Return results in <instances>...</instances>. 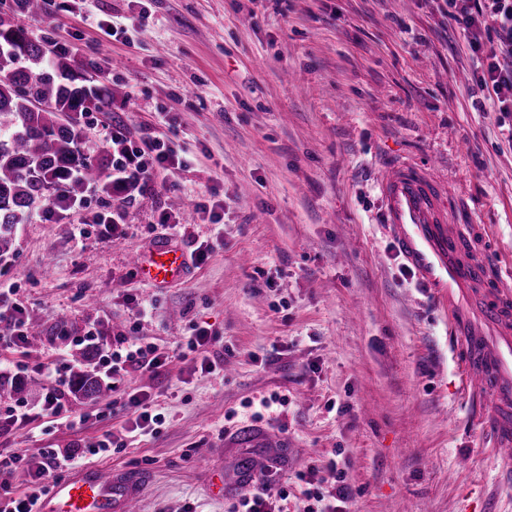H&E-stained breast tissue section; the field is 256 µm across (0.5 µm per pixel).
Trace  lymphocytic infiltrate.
<instances>
[{"mask_svg": "<svg viewBox=\"0 0 512 512\" xmlns=\"http://www.w3.org/2000/svg\"><path fill=\"white\" fill-rule=\"evenodd\" d=\"M449 18L466 33L473 53L484 56L485 64L478 77V85L486 91L492 106L501 112H512V0H448ZM498 21V44L489 48L481 41L479 31L486 17ZM112 153V174L109 178L113 196L152 188L157 170L180 168L182 161L176 149L165 141L146 137L140 142L130 140L122 126H115L108 142ZM216 336L206 327L195 326L185 341L191 352V371L216 374L223 359L215 351ZM172 360L170 354L160 353L154 347L136 343L119 345L102 355L99 363L105 376L117 378L132 372H158ZM69 392L58 387H47L38 412L20 405L11 414L12 426L22 429L35 414L55 418L57 424L74 428L67 408ZM114 443L112 435H105L88 443L77 438L61 448H43L38 463L29 457L0 449V512H34L42 498L60 482L64 474L86 455L108 451ZM26 483L25 492H17V483Z\"/></svg>", "mask_w": 512, "mask_h": 512, "instance_id": "f902f5d3", "label": "lymphocytic infiltrate"}]
</instances>
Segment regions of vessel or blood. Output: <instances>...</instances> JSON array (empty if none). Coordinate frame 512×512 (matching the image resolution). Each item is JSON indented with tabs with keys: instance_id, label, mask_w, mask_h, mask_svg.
Returning <instances> with one entry per match:
<instances>
[{
	"instance_id": "1",
	"label": "vessel or blood",
	"mask_w": 512,
	"mask_h": 512,
	"mask_svg": "<svg viewBox=\"0 0 512 512\" xmlns=\"http://www.w3.org/2000/svg\"><path fill=\"white\" fill-rule=\"evenodd\" d=\"M378 189L398 254L448 316L449 344L465 372L474 421L500 459L495 481L512 486V283L491 274L480 257L460 258L458 235L447 225L452 195L428 168L391 163ZM131 261L149 282L175 280L186 265L183 252L168 244L132 254ZM140 488V477L97 470L65 484L53 512H133Z\"/></svg>"
}]
</instances>
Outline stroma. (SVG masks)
<instances>
[{"instance_id":"stroma-1","label":"stroma","mask_w":512,"mask_h":512,"mask_svg":"<svg viewBox=\"0 0 512 512\" xmlns=\"http://www.w3.org/2000/svg\"><path fill=\"white\" fill-rule=\"evenodd\" d=\"M122 27L110 37L86 14ZM72 71L125 91L82 120V146L112 173L113 125L178 146L185 168L157 171L131 201L85 195V235L36 211L0 262V311L22 308L45 335L34 350L0 345V381L73 372L86 335L176 349L192 325L224 348L223 373L174 360L128 375L99 400L70 398L75 429L36 419L1 442L36 456L73 434L121 433L118 398L149 393L165 422L80 462L145 476L137 512H235L249 477L287 485L336 462L350 512H512L484 436L470 433L448 322L404 274L381 222L383 167L432 166L453 193L449 223L480 226L487 265L512 277V112L476 83L483 61L448 18L447 0H48L19 20ZM223 200L220 222L197 201ZM180 199L179 230L163 215ZM120 214L126 237L92 218ZM170 242L214 249L176 283L143 281L138 250ZM283 404L261 410V398Z\"/></svg>"}]
</instances>
